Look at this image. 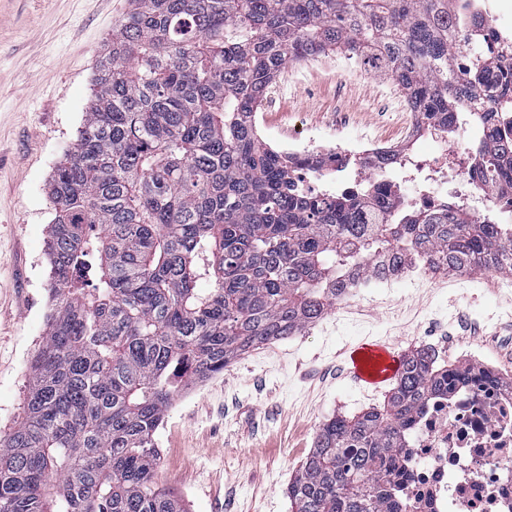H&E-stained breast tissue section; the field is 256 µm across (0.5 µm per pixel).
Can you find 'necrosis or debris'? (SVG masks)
I'll list each match as a JSON object with an SVG mask.
<instances>
[{"label": "necrosis or debris", "mask_w": 512, "mask_h": 512, "mask_svg": "<svg viewBox=\"0 0 512 512\" xmlns=\"http://www.w3.org/2000/svg\"><path fill=\"white\" fill-rule=\"evenodd\" d=\"M452 40L454 66L463 72L478 55L495 57L501 75L512 74V0H454ZM484 23L486 36L479 53H471L472 20ZM282 152L313 157L327 151L365 160L370 181L386 176L377 158L383 147L364 132L335 141L309 127L280 139ZM469 150L467 132H459L446 162L407 152L399 172L413 189L406 201L415 207H435L444 197L473 211L476 202L498 210L508 205L487 191L474 164H462ZM466 364L456 366L454 385L431 395L415 424L402 436L398 463L391 477L394 512H512V372L483 351H469Z\"/></svg>", "instance_id": "4bbe7bcc"}]
</instances>
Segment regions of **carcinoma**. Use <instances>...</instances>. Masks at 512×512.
<instances>
[{"label": "carcinoma", "mask_w": 512, "mask_h": 512, "mask_svg": "<svg viewBox=\"0 0 512 512\" xmlns=\"http://www.w3.org/2000/svg\"><path fill=\"white\" fill-rule=\"evenodd\" d=\"M131 2L51 177L52 310L0 439V512H185L155 482V434L187 381L315 324L358 279L512 277L511 223L408 206L389 180L299 188L292 169L351 160L290 157L254 120L284 67L341 54L393 75L416 133L476 128L484 180L512 194V118L486 128L480 103L461 110V86L492 91L496 74L456 72L452 0ZM454 377L427 348L405 353L383 406L322 424L291 512H392L401 437Z\"/></svg>", "instance_id": "obj_1"}]
</instances>
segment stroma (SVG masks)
Segmentation results:
<instances>
[{
	"label": "stroma",
	"instance_id": "1",
	"mask_svg": "<svg viewBox=\"0 0 512 512\" xmlns=\"http://www.w3.org/2000/svg\"><path fill=\"white\" fill-rule=\"evenodd\" d=\"M130 0H0V437L23 412L30 362L46 329L49 182L73 150L92 95L95 64ZM335 71L290 65L259 112L265 141L300 124L337 133L364 128L390 141L400 117L390 88L372 71L332 55ZM427 285L366 293L301 333L250 350L224 372L174 398L156 433L160 486L189 512H291L286 488L320 424L382 404L390 383H354L347 349L382 341L396 351L470 345L512 367V319L499 274L456 284L430 273Z\"/></svg>",
	"mask_w": 512,
	"mask_h": 512
}]
</instances>
